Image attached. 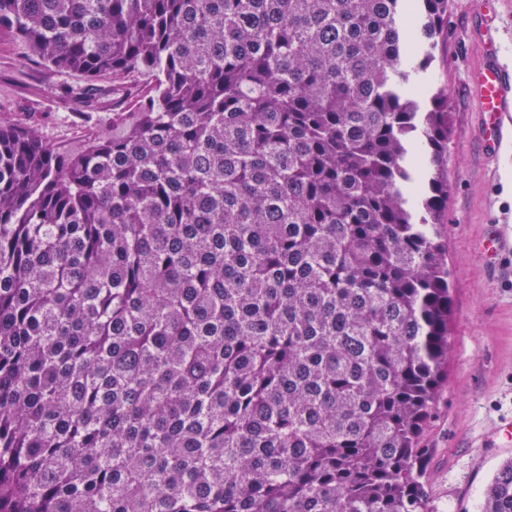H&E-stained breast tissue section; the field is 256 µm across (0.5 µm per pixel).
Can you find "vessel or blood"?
Listing matches in <instances>:
<instances>
[{
    "instance_id": "b4317fda",
    "label": "vessel or blood",
    "mask_w": 512,
    "mask_h": 512,
    "mask_svg": "<svg viewBox=\"0 0 512 512\" xmlns=\"http://www.w3.org/2000/svg\"><path fill=\"white\" fill-rule=\"evenodd\" d=\"M471 93L487 117L485 143L489 148H498L506 130L505 119L512 112V68L492 60L473 76Z\"/></svg>"
}]
</instances>
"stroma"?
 I'll return each mask as SVG.
<instances>
[{
	"label": "stroma",
	"mask_w": 512,
	"mask_h": 512,
	"mask_svg": "<svg viewBox=\"0 0 512 512\" xmlns=\"http://www.w3.org/2000/svg\"><path fill=\"white\" fill-rule=\"evenodd\" d=\"M492 44L512 64V0H492L487 12L481 0H450L448 29L427 74L451 105L448 204L439 226L453 300L448 381L423 441L431 450L425 481L438 512H476L488 480L512 458V446L498 445L494 436L498 421L512 416V249L492 259L482 250L492 230L512 238V134L489 154L482 144L486 117L468 90ZM83 83L52 72L0 33V120L71 151L111 132L113 113L132 114L151 87L133 80L128 96L87 106L67 93Z\"/></svg>",
	"instance_id": "35a3bbf8"
}]
</instances>
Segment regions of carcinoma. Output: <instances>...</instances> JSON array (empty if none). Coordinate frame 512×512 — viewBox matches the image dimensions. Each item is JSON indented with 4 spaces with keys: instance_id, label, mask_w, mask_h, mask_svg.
<instances>
[{
    "instance_id": "obj_1",
    "label": "carcinoma",
    "mask_w": 512,
    "mask_h": 512,
    "mask_svg": "<svg viewBox=\"0 0 512 512\" xmlns=\"http://www.w3.org/2000/svg\"><path fill=\"white\" fill-rule=\"evenodd\" d=\"M448 4L0 0L75 99L154 77L73 152L0 122V512H437Z\"/></svg>"
}]
</instances>
